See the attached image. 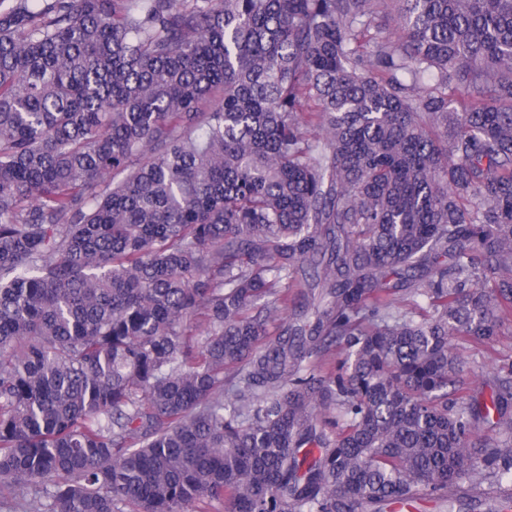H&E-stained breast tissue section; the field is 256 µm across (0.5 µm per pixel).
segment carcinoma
Here are the masks:
<instances>
[{"mask_svg": "<svg viewBox=\"0 0 512 512\" xmlns=\"http://www.w3.org/2000/svg\"><path fill=\"white\" fill-rule=\"evenodd\" d=\"M511 319L512 0H0L8 512H512ZM453 343L457 346L461 359L466 362L467 368L473 360L478 361L482 366V377L474 378L468 375V381L472 382L471 394L480 396L482 392L485 396H488L490 393L489 385L497 372L502 367L512 363V320L511 323H506L500 328L497 341L491 347H478L457 341H453Z\"/></svg>", "mask_w": 512, "mask_h": 512, "instance_id": "1", "label": "carcinoma"}]
</instances>
